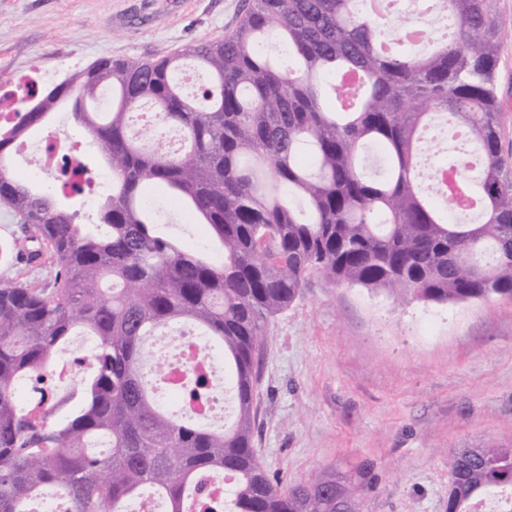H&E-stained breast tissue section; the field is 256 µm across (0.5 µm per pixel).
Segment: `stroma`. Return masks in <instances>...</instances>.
Segmentation results:
<instances>
[{
	"label": "stroma",
	"mask_w": 512,
	"mask_h": 512,
	"mask_svg": "<svg viewBox=\"0 0 512 512\" xmlns=\"http://www.w3.org/2000/svg\"><path fill=\"white\" fill-rule=\"evenodd\" d=\"M248 0H0V91L45 90L105 58H160L227 34ZM495 73L512 163V0ZM93 147L59 114L12 171L46 193L31 157L47 138ZM254 447L275 480L326 467L359 476L360 512H448V453L512 436V299L435 304L307 277L260 351Z\"/></svg>",
	"instance_id": "35a3bbf8"
}]
</instances>
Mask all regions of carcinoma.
Wrapping results in <instances>:
<instances>
[{"instance_id": "obj_1", "label": "carcinoma", "mask_w": 512, "mask_h": 512, "mask_svg": "<svg viewBox=\"0 0 512 512\" xmlns=\"http://www.w3.org/2000/svg\"><path fill=\"white\" fill-rule=\"evenodd\" d=\"M430 7L447 32L419 49L405 34L420 21L397 26L383 5L248 0L227 35L159 59L101 58L16 103L0 124V209L31 228L17 257L55 275L50 289L0 283V512H29L48 488L68 512H127L148 494L192 512L203 477L220 473L232 479L224 512H358L352 474L284 485L253 448L271 318L312 271L436 304L512 298L496 3ZM189 67L207 76L193 95ZM61 104L112 169L103 234L12 172L16 144ZM59 172L65 195L91 186ZM152 184L207 227L217 254L158 231ZM184 323L224 355L227 427L157 401L144 346ZM77 335L94 346L72 392L47 409L44 393L19 403V381L51 372ZM448 468V512H512V437L454 451Z\"/></svg>"}]
</instances>
